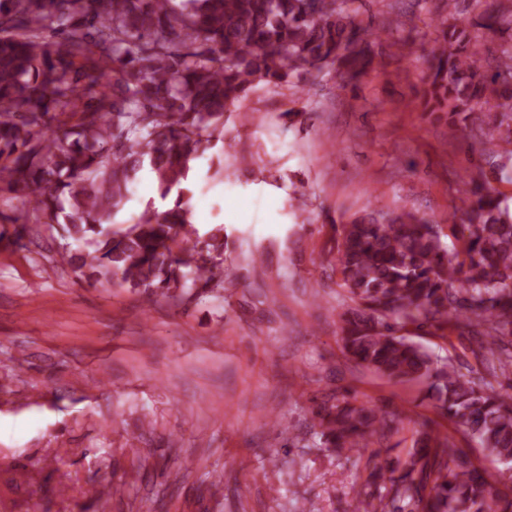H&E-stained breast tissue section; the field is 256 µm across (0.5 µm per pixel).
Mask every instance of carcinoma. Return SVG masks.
<instances>
[{
  "instance_id": "cac0c4a2",
  "label": "carcinoma",
  "mask_w": 512,
  "mask_h": 512,
  "mask_svg": "<svg viewBox=\"0 0 512 512\" xmlns=\"http://www.w3.org/2000/svg\"><path fill=\"white\" fill-rule=\"evenodd\" d=\"M360 0H0V241L29 224H56L62 263L102 287L176 304L224 290V228L201 235L186 185L206 151H225L224 121L260 85L358 80L372 47L402 28L399 16L360 19ZM458 0L429 18L436 48L422 104L448 132L474 115L479 156L502 175L512 150V47L483 70L486 34L512 27L487 15L475 32L456 24ZM154 173L174 207L149 206L110 225L136 174ZM463 260L439 226L380 212L342 226L336 271L356 307L341 316L343 354L400 382L428 381L437 411L496 462H512V394L492 383L512 367V212L487 182L461 191ZM481 339L485 374L465 375L428 352L408 327ZM323 447L338 454L394 430L393 413L346 398L313 411ZM375 479L379 512H512V485L491 482L453 437L425 426L401 468Z\"/></svg>"
}]
</instances>
